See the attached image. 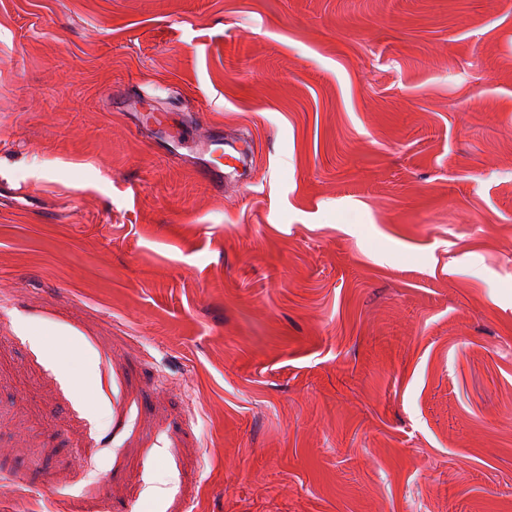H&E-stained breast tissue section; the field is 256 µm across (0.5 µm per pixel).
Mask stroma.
<instances>
[{
	"label": "stroma",
	"mask_w": 512,
	"mask_h": 512,
	"mask_svg": "<svg viewBox=\"0 0 512 512\" xmlns=\"http://www.w3.org/2000/svg\"><path fill=\"white\" fill-rule=\"evenodd\" d=\"M75 504L512 512V0H0V512ZM246 142L242 140H231L224 144L229 149H224L225 171L217 168L226 179H238L246 174L249 165L248 151L242 147Z\"/></svg>",
	"instance_id": "stroma-1"
}]
</instances>
